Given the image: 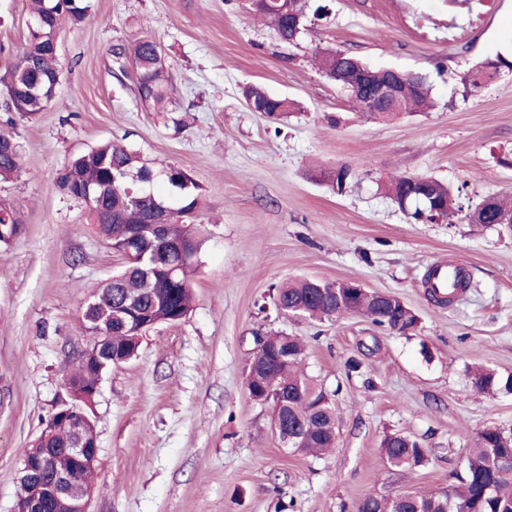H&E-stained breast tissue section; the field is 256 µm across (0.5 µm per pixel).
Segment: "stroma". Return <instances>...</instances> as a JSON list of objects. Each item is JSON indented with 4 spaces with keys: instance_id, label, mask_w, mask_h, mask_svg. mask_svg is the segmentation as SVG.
<instances>
[{
    "instance_id": "35a3bbf8",
    "label": "stroma",
    "mask_w": 512,
    "mask_h": 512,
    "mask_svg": "<svg viewBox=\"0 0 512 512\" xmlns=\"http://www.w3.org/2000/svg\"><path fill=\"white\" fill-rule=\"evenodd\" d=\"M293 42L251 0H93L62 23L63 73L52 102L16 118L18 177L0 197L25 218L0 249V512H12L21 455L67 396L65 374L89 343L84 299L123 264L84 223L85 206L56 177L77 153L114 140L203 189L194 301L184 320L146 332L136 355L104 374L87 412L98 452L90 512H353L370 495L429 494L454 481L485 427L512 428V394L472 390L470 369L512 373V234L477 226L481 199L512 203V72L478 91L476 63L512 53V0H310ZM32 0H0V71L25 47ZM147 32L168 71L166 111L137 90L114 46ZM336 50L418 72L434 106L366 120L349 91L314 62ZM295 103L281 121L250 111L246 86ZM355 168L344 193L319 169ZM430 176L462 187L451 222H409L382 183ZM454 260L473 286L430 301L429 264ZM301 277L352 281L400 297L418 317L406 335L359 314L324 321L279 315L273 286ZM301 338L307 373L335 395L336 446L290 453L244 386L255 335ZM361 360L347 373L348 359ZM402 432L430 448L425 466H385L380 442Z\"/></svg>"
}]
</instances>
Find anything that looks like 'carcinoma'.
Returning <instances> with one entry per match:
<instances>
[{
  "label": "carcinoma",
  "mask_w": 512,
  "mask_h": 512,
  "mask_svg": "<svg viewBox=\"0 0 512 512\" xmlns=\"http://www.w3.org/2000/svg\"><path fill=\"white\" fill-rule=\"evenodd\" d=\"M92 0H34L31 21L27 27L26 47L17 62L0 74V94L5 111L17 112L31 118L42 112L51 102L50 84L60 80L59 55L49 47L51 37L57 35L62 19L74 25L82 23L91 13ZM288 11H283V8ZM306 0H255V11L268 19L279 37L288 41L294 30L288 26V14L305 15ZM117 57H132L137 73V87L141 98L155 110L165 111L169 85L162 53L148 36L134 38L129 44L113 48ZM318 62L328 78L354 91L357 72L365 66L357 58L341 52L318 54ZM512 72V56L498 54L471 68L466 83L473 90L488 85V81L503 72ZM432 86L423 75L405 76L400 94L407 112H424L431 105ZM245 101L267 106L266 116L279 120L293 110L294 103L286 98L268 94L260 86H249L243 92ZM354 109L369 119H391L396 112L374 110L359 94L352 95ZM22 169L21 146L10 132L0 131V180L10 179ZM163 181L177 197L178 215L169 225L167 236L158 237L148 231L145 221L164 197L156 194L152 185ZM58 189L65 195L86 205L87 222L73 228L81 232L90 228L104 243L124 254L129 233L136 227L145 230L138 239L142 261H124L123 266L99 283L84 300L78 328L83 334L112 325V341L104 362L108 366L125 363L136 354L138 344L134 336L146 323H177L189 313L192 301V280L197 271L198 255L204 243L205 225L197 222L204 205L201 186L182 168L167 166L155 170L125 145L108 140L76 154L58 173ZM397 203L407 202V211L414 221L447 220L458 209L459 191L436 179H430L427 192L419 193L408 177L394 178L385 186ZM480 216L474 223H497L501 214L512 215V205L493 199L484 206L479 203ZM22 214L7 202L0 200V247L12 244L24 230ZM427 295L437 304L454 302L470 286L464 275L440 296L425 278ZM349 288L343 281H323L305 278L281 284L275 288L280 305L290 313L302 317L325 320L345 314L359 313L384 330H404L416 326V314L400 297L386 294L384 305L377 304L375 294H359L352 305L339 309L336 302L346 300ZM284 336H264L263 343L252 353L251 361L263 372L273 397L251 400L265 408L277 407L295 428L296 441L289 451L317 458L336 443V407L323 387L305 371L304 346L296 337L288 341V361L276 357ZM95 357H81L66 381L84 389L97 382L92 372ZM471 388L479 393L497 394L512 391V374L503 375L482 368L472 373ZM47 435L40 438L39 447L22 449V454L36 457L42 448H62L71 434L61 420L48 421ZM386 464L394 471L414 470L429 461L430 449L415 437L391 433L380 443ZM512 457V442L503 429L491 426L477 434L474 447L466 457L463 469L457 473L458 483L448 487L447 493L416 495L368 496L357 505L355 512H512V467L500 464ZM58 468L68 471L75 483L91 479V474L79 468L71 459L59 461Z\"/></svg>",
  "instance_id": "obj_1"
}]
</instances>
